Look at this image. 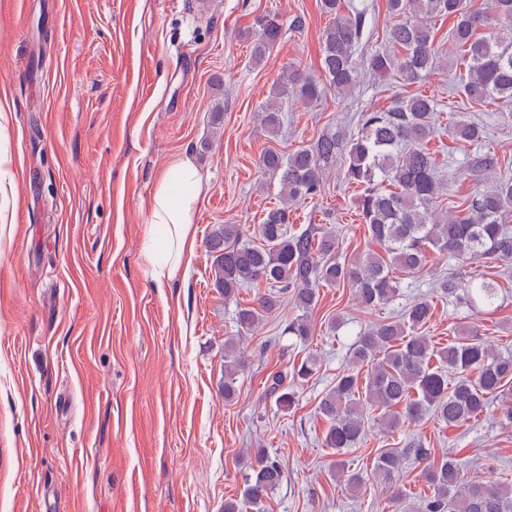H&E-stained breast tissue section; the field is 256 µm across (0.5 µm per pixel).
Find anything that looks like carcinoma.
Here are the masks:
<instances>
[{
  "instance_id": "obj_1",
  "label": "carcinoma",
  "mask_w": 512,
  "mask_h": 512,
  "mask_svg": "<svg viewBox=\"0 0 512 512\" xmlns=\"http://www.w3.org/2000/svg\"><path fill=\"white\" fill-rule=\"evenodd\" d=\"M386 3L394 19L388 32L392 50H374L365 57L364 65L373 77L395 76L415 84L444 70L435 46V20L454 17L451 38L462 51L466 98L479 105L512 100V0H485L484 7L473 11L464 6V0ZM321 7L333 16L322 34L321 66L327 85L290 69L279 78L275 95L288 93L314 101L328 87L343 95L355 86L357 50L369 28L368 12L350 0H322ZM256 25L258 36L251 55L261 63L280 40L282 24L266 15ZM438 114L439 103L433 96L397 97L386 109L364 113L353 135L327 132L311 148L289 154L265 151L262 167L280 174V205L268 210L257 225L258 244L246 238L240 224H219L212 230L207 248L214 288L226 299L254 282L293 292L302 314L288 321L286 331L305 342L311 336L307 313L315 307L322 286L348 287L359 304L372 308L395 297L394 272L413 275L424 269L429 250L459 265L482 258L511 263L512 178L473 192L453 212H438L445 188L427 149ZM281 120L277 101L262 106L261 121L269 133L278 131ZM455 133L471 145L482 137L477 125L463 120L455 122ZM337 157L344 160L345 182L362 188L356 209L377 247L354 258L341 256L339 240L331 231L310 227L288 233V206L319 197L322 166ZM458 290L479 314L494 313L500 307L502 288L492 278L475 274L459 285L448 281V293ZM276 305L275 296H260L258 306L238 309L237 326L245 333L256 331ZM433 311L429 300L417 299L400 315L358 335L351 371L336 377V384L318 405L328 423L326 447L340 452L358 444L371 408L381 411L388 434L427 415L440 425L456 427L483 414L492 403L502 419L512 423V353L493 351L473 326L447 346L436 347L421 334ZM240 343V336L224 340L226 400L234 398L237 375L244 365ZM265 396L275 399L281 410L295 404V393L279 373L269 377ZM410 457L424 462L428 449L416 442L404 448H381L373 467L375 479L391 490L400 512H512L511 486L467 479L462 463L453 456L425 465L422 478L430 494L417 503L407 501L399 479ZM250 468L241 497L224 502V512H248L259 506L285 476L279 458L262 451L254 455Z\"/></svg>"
}]
</instances>
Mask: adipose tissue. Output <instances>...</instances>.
<instances>
[{"mask_svg":"<svg viewBox=\"0 0 512 512\" xmlns=\"http://www.w3.org/2000/svg\"><path fill=\"white\" fill-rule=\"evenodd\" d=\"M202 177L189 157L174 160L157 184L149 206V233L155 246L147 253L156 279L170 277L195 251L191 233Z\"/></svg>","mask_w":512,"mask_h":512,"instance_id":"1","label":"adipose tissue"}]
</instances>
